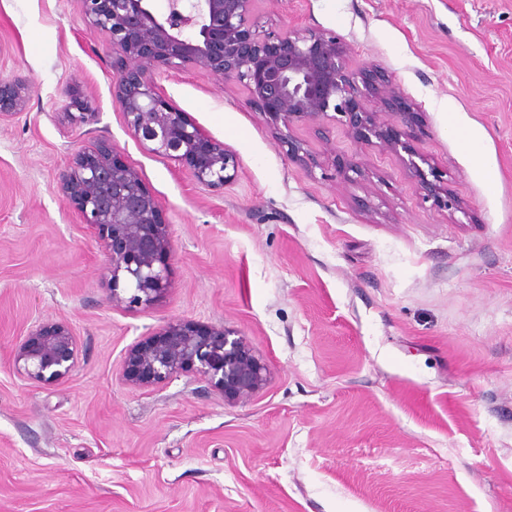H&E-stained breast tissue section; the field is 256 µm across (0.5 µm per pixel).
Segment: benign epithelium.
I'll return each mask as SVG.
<instances>
[{
	"instance_id": "7a95c632",
	"label": "benign epithelium",
	"mask_w": 512,
	"mask_h": 512,
	"mask_svg": "<svg viewBox=\"0 0 512 512\" xmlns=\"http://www.w3.org/2000/svg\"><path fill=\"white\" fill-rule=\"evenodd\" d=\"M82 13L104 37L116 77L113 96L132 134L150 151L187 167L200 187L221 189L237 169L224 144L191 121L159 91L156 76L167 68H198L223 81L241 84L248 103L263 113L288 156L316 163L287 129L310 123L322 132L342 125L361 145L405 152L416 192L438 208L463 210L458 191L434 170H424L412 144L421 113L400 95L384 73L352 72L347 48L336 36L309 28L278 35L260 33L254 21L257 0H78ZM29 85L0 76V122L23 114ZM378 104L373 111L368 103ZM64 113L84 123L94 117L79 92ZM386 119H380V115ZM83 223L93 228L103 260L101 279L114 306L149 307L169 287V225L158 198L139 172L124 162L112 143L101 139L77 151L59 184ZM78 360V344L65 322L38 323L19 341L13 369L23 380L54 384L65 380ZM194 373L234 404L267 385L269 368L251 340L221 324L202 326L170 320L125 353L122 377L132 386H158Z\"/></svg>"
}]
</instances>
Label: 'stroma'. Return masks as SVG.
I'll return each mask as SVG.
<instances>
[{"label": "stroma", "instance_id": "35a3bbf8", "mask_svg": "<svg viewBox=\"0 0 512 512\" xmlns=\"http://www.w3.org/2000/svg\"><path fill=\"white\" fill-rule=\"evenodd\" d=\"M256 16L391 75L463 211L337 124L292 125L320 160L295 162L244 87L168 69L166 95L237 163L224 189L198 187L127 128L78 0H0V74L30 84L0 123V512H512V0H258ZM76 88L85 124L62 115ZM99 139L170 229L169 287L147 308L112 305L96 234L57 190ZM172 319L247 336L265 389L228 404L190 373L127 384L126 350ZM54 321L74 371L20 379L15 345Z\"/></svg>", "mask_w": 512, "mask_h": 512}]
</instances>
